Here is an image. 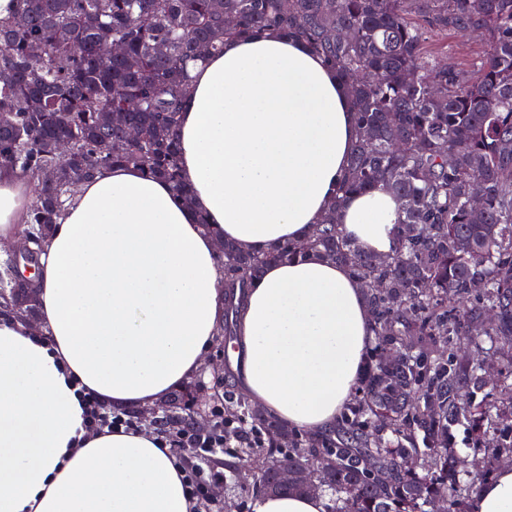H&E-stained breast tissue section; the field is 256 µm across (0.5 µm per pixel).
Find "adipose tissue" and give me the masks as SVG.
Here are the masks:
<instances>
[{"label": "adipose tissue", "instance_id": "1", "mask_svg": "<svg viewBox=\"0 0 512 512\" xmlns=\"http://www.w3.org/2000/svg\"><path fill=\"white\" fill-rule=\"evenodd\" d=\"M188 70L179 143L192 204L137 166L99 169L44 245L38 326L0 312V512H195L184 467L154 431L86 429L79 394L146 408L198 375L224 316L217 239L257 253L304 239L347 174L357 141L347 87L303 44L275 31L229 40ZM31 186L0 167V247L20 241ZM399 215L378 187L349 195L338 222L356 247L386 256ZM372 336L347 266L312 254L267 265L241 305L240 387L289 427L328 431ZM470 512H512V468L481 485Z\"/></svg>", "mask_w": 512, "mask_h": 512}]
</instances>
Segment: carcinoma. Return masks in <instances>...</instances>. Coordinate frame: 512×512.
Listing matches in <instances>:
<instances>
[{
    "label": "carcinoma",
    "mask_w": 512,
    "mask_h": 512,
    "mask_svg": "<svg viewBox=\"0 0 512 512\" xmlns=\"http://www.w3.org/2000/svg\"><path fill=\"white\" fill-rule=\"evenodd\" d=\"M269 29L323 56L349 86L358 141L340 193L384 186L400 202V233L384 260L360 250L340 230L335 201L317 238L263 254L224 242V342L237 339L235 291L268 263L313 253L350 268L378 345L334 430L305 438L256 414L241 390L224 392L217 426L243 430L237 456L265 460L257 497L310 493L305 482L278 485L286 459L330 491L325 512H427L437 498L467 512L493 467L463 476L449 429L494 436L484 449L492 464L512 451V408L477 397L485 360L461 354L475 347L500 361L495 390L512 394V0H15L0 18V70L11 73L0 81V167L33 177L26 224L40 240L71 188L103 166L138 165L191 204L178 148L187 64ZM460 31L484 40L482 54L437 62L431 35ZM111 42L123 53L104 59ZM106 112L119 121L104 124ZM124 126L137 128L136 141L120 137ZM60 139L71 142L66 158L55 152ZM3 281L4 304L36 315L10 275ZM489 311L494 322L474 332ZM391 348L403 349L395 363ZM170 400L177 414L193 413L187 389Z\"/></svg>",
    "instance_id": "carcinoma-1"
}]
</instances>
